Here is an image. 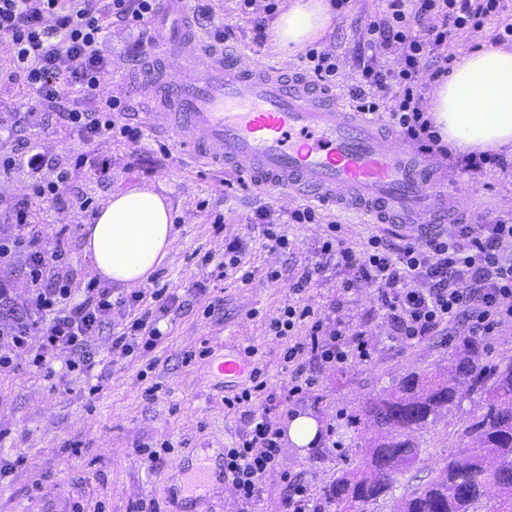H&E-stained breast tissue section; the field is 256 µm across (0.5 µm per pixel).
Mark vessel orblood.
Wrapping results in <instances>:
<instances>
[{"label":"vessel or blood","mask_w":512,"mask_h":512,"mask_svg":"<svg viewBox=\"0 0 512 512\" xmlns=\"http://www.w3.org/2000/svg\"><path fill=\"white\" fill-rule=\"evenodd\" d=\"M187 13V0H169L167 14L151 21L135 96L142 122L187 150L191 162L273 195L364 212L368 223L403 237L452 212L456 194L435 155L404 147L303 75L287 77L259 57L244 62L233 49L202 43L189 24L171 20ZM163 54L180 63L176 82L155 66ZM248 369L235 354L210 365L225 380ZM177 475L188 512H211L212 490L227 482L223 449L179 465Z\"/></svg>","instance_id":"obj_1"}]
</instances>
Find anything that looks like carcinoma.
Returning <instances> with one entry per match:
<instances>
[{
    "label": "carcinoma",
    "mask_w": 512,
    "mask_h": 512,
    "mask_svg": "<svg viewBox=\"0 0 512 512\" xmlns=\"http://www.w3.org/2000/svg\"><path fill=\"white\" fill-rule=\"evenodd\" d=\"M22 313L0 283V327ZM484 347L467 340L438 373L412 371L361 407L360 416L385 433L358 449L359 462L323 491L334 512H368L392 496L395 475L410 469L421 449L417 433L455 405L460 387L485 394L482 413L428 479L397 501L395 512H500L488 507L489 489L512 501V364L482 363Z\"/></svg>",
    "instance_id": "1"
}]
</instances>
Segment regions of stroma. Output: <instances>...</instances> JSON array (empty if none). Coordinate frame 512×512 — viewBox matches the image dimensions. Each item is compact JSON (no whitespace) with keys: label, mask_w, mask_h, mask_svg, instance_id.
<instances>
[{"label":"stroma","mask_w":512,"mask_h":512,"mask_svg":"<svg viewBox=\"0 0 512 512\" xmlns=\"http://www.w3.org/2000/svg\"><path fill=\"white\" fill-rule=\"evenodd\" d=\"M212 7V18L195 22L199 36H206L211 21L221 20L232 28L229 48L257 53L288 72L300 69L299 59H282L261 45L249 20L236 14L233 0H214ZM381 7L380 0H359L352 16L333 23L324 43L352 56L355 20H366ZM132 38L121 25L108 30L112 65L103 85L116 95L131 94L140 74L138 61L124 55ZM24 136L31 147L52 155L87 152L108 160L110 173L104 180L88 168L75 170L72 185L61 190L66 199L78 189L98 206L112 192L161 181L176 241L156 279L177 302L161 317L164 339L152 351L114 356L108 337L102 336L95 342L91 366L57 360L36 369L19 357L11 369L0 372V512H180L181 499L171 496L178 463L197 460L201 451L217 446L234 447L253 417L267 415L283 428L305 412L319 424L316 446L299 448L281 439L279 465L263 478L259 498L243 506L236 489L228 486L213 509L281 512L289 484L297 481L308 490L312 512H333L323 489L358 461L368 428L356 419L360 406L409 372L447 364L467 336L464 328L444 324L433 335L411 341L394 336L373 289L358 284L343 290L348 273L333 265L303 290H294L303 270L318 260L319 226L280 224L290 248L285 253L271 249L254 219L262 209L281 211L280 202L260 196L247 182L223 187L210 170L183 166L176 151L155 163L159 135L147 136L136 147L109 137L87 146L34 113L27 118ZM458 179L468 193L461 223H479L481 215L512 204V178L498 167H487L477 178L462 172ZM219 214L224 217L220 224L214 221ZM89 217L67 203L35 202L30 207L29 231L41 251L62 254L79 274L81 284L71 295L75 303L84 296L83 283L96 277L81 250ZM234 238L245 243L253 273L245 285L223 277L219 269L224 243ZM271 269L280 270L278 282L267 280ZM215 299L221 302L219 309L207 312ZM289 304L309 305L322 317L364 328L370 360L352 355L342 364L321 365L301 354L286 362L287 341L266 336L265 323ZM251 345L258 350L255 363L272 396L231 410L224 400L239 392L240 383L211 376L208 365L211 358L240 354ZM299 369L314 383L283 402ZM482 400L481 392L461 388L457 405L421 431L419 459L399 477L394 496L425 481L435 463L458 446L460 432L479 414ZM144 444L164 447L163 464L151 469L142 463L137 450Z\"/></svg>","instance_id":"1"}]
</instances>
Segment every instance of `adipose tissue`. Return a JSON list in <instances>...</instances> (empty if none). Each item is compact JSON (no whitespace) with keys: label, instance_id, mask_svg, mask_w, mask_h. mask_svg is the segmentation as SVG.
Segmentation results:
<instances>
[{"label":"adipose tissue","instance_id":"ef3b65f1","mask_svg":"<svg viewBox=\"0 0 512 512\" xmlns=\"http://www.w3.org/2000/svg\"><path fill=\"white\" fill-rule=\"evenodd\" d=\"M333 17L329 0H293L272 22L268 45L292 57ZM426 113L453 154L512 153V51L483 41L455 57L432 83ZM174 242L169 200L144 183L106 200L84 225L81 249L98 277L131 289L149 282Z\"/></svg>","mask_w":512,"mask_h":512}]
</instances>
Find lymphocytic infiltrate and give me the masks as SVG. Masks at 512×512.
Here are the masks:
<instances>
[{
	"label": "lymphocytic infiltrate",
	"instance_id": "lymphocytic-infiltrate-1",
	"mask_svg": "<svg viewBox=\"0 0 512 512\" xmlns=\"http://www.w3.org/2000/svg\"><path fill=\"white\" fill-rule=\"evenodd\" d=\"M386 7L357 29L360 45L383 49L397 57L396 64L377 68L364 60L353 65L352 85H345L343 61L330 50L310 48L305 72L324 89L346 86L358 111L384 113L405 140L424 152L439 149V137L425 116L420 91L422 74L437 77L444 70L439 50L448 38H475L486 19L498 20L495 44L512 45V15L505 0H385ZM165 7L164 0H0V48L7 64L0 68V109L10 100L4 90L24 85L32 94V107L49 112L56 124L86 143L109 135L137 144L146 136L142 124L131 121L133 100L102 94V74L111 62L106 47L108 23L118 22L142 31ZM432 15L438 26L419 30V17ZM89 166L107 174V161L88 155L70 159L41 151L28 154L30 198L45 202L59 197L69 184L72 166ZM54 179H47V172ZM289 217L297 224H322L328 235L320 247L321 259L304 269L298 283L306 285L334 263L352 272L355 281L375 288L389 312L396 335L407 340L432 335L444 323L463 322L468 335L489 336L504 320L512 319V209L490 212L480 226L456 225L449 231H430L420 239L373 235L365 248L341 237L335 213L297 207ZM8 221L16 235L0 242V264L11 263L18 248L28 254L31 301L50 320L34 317L13 326L8 350L0 351V370L11 368L14 350H23L30 365L44 367L67 358L90 363L93 345L110 337V351L128 356L157 347L162 333L152 308H141L143 293L122 299L138 314L124 326L112 320L111 289L90 282L78 304L63 308L71 294L76 271L62 255L47 256L34 239L26 237L25 211L11 209ZM304 340H296L297 331ZM268 335L294 338L285 357L309 353L322 364H341L349 353L368 360L365 330L339 323L324 327L311 307H284L268 324ZM282 432L270 418H255L238 446L225 449L224 473L244 504L260 495L261 480L275 470Z\"/></svg>",
	"mask_w": 512,
	"mask_h": 512
}]
</instances>
